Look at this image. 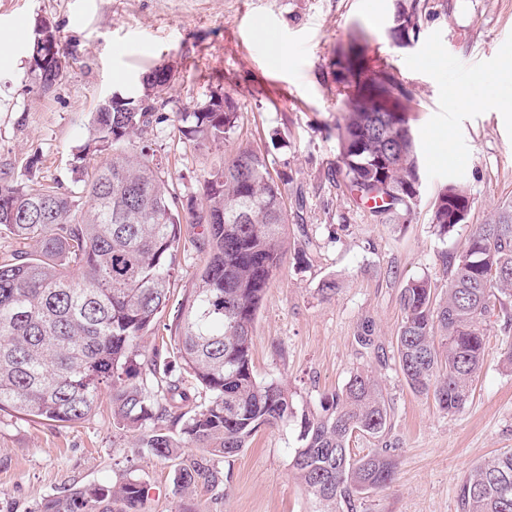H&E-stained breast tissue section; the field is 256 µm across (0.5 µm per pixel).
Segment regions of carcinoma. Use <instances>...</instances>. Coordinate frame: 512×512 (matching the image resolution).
<instances>
[{"instance_id": "obj_1", "label": "carcinoma", "mask_w": 512, "mask_h": 512, "mask_svg": "<svg viewBox=\"0 0 512 512\" xmlns=\"http://www.w3.org/2000/svg\"><path fill=\"white\" fill-rule=\"evenodd\" d=\"M358 46L353 40L336 61L348 88L339 169L357 199L381 201L374 213L386 221L410 214L419 195L409 93L387 69L370 67ZM174 78L161 63L142 77L137 98L98 106L77 160L101 162L90 174L74 165L75 188L0 176V235L35 243L0 256V412L74 424L109 392L115 427L130 434L131 447L179 460L173 481L188 497L201 483L224 485L214 458L238 454L261 428L294 417L288 388L257 380L252 365V325L283 259L288 210L268 158L239 145L204 177L200 207L180 214L155 155L124 149L156 122L140 100L156 102ZM238 117L232 98L213 92L175 121L195 146L221 149L232 144ZM472 204L450 183L435 197L431 224L446 236L467 222ZM184 222L208 225L198 244L205 265L167 328L169 348L149 356L146 339L170 300ZM442 265V293L427 278L402 288L395 343L410 389L455 414L483 366L490 318L512 331V206L442 255ZM187 375L205 393L191 414L180 411L190 398ZM390 422L383 390L365 370L302 411L290 469L320 512H354L355 497L393 482L389 448L362 457L352 448L359 436L382 439ZM183 448L199 454L185 458ZM457 501L459 512H512V449L473 466ZM38 512H146L145 490L127 477L49 498Z\"/></svg>"}]
</instances>
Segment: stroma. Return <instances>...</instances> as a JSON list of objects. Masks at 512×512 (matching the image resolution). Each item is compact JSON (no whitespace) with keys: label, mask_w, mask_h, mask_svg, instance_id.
<instances>
[{"label":"stroma","mask_w":512,"mask_h":512,"mask_svg":"<svg viewBox=\"0 0 512 512\" xmlns=\"http://www.w3.org/2000/svg\"><path fill=\"white\" fill-rule=\"evenodd\" d=\"M395 10L396 0H0V170L20 182L33 173L72 187L74 156L97 106L113 92L137 90L142 73L166 63L176 79L156 103L163 121L147 138L179 199L199 197L221 153L192 145L172 115L222 89L238 105L235 142L267 154L272 175L288 182V242L252 327L257 379L281 382L300 410L317 408L356 370L375 371L391 407L384 442L395 478L361 495L354 512H458L469 469L512 449L504 336L491 326L472 396L453 415L407 386L394 336L402 288L419 278L444 287L442 253L461 249L478 225L512 205V107L477 103L487 80L512 87V0H425L407 46L389 37ZM41 20L57 29L68 62L49 96L29 65ZM263 27L274 42L258 37ZM354 39L370 66L388 68L411 92L421 188L406 222L381 223L338 171L345 89L336 57ZM457 94L469 105L449 108ZM449 183L467 189L473 205L467 223L441 237L431 206ZM203 231L182 227L163 321L198 282L204 255L195 242ZM329 279L335 291H323ZM365 334L375 351L358 345ZM297 445L295 424L262 428L239 454L215 458L223 495L202 484L187 501L174 485L173 461L130 447L112 425L108 399L73 425L1 412L0 512H36L44 499L125 477L142 481L148 512H177L184 503L193 512H317L290 474Z\"/></svg>","instance_id":"35a3bbf8"}]
</instances>
